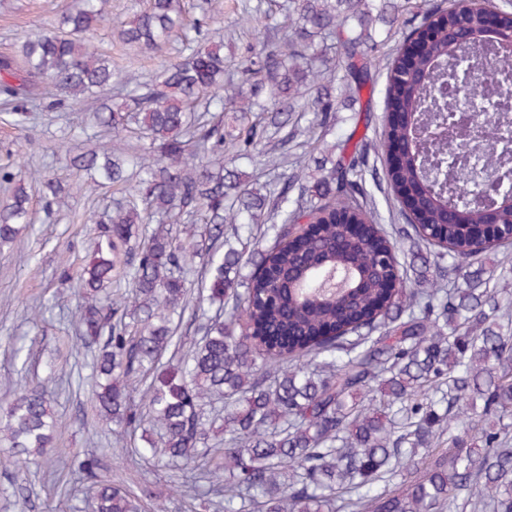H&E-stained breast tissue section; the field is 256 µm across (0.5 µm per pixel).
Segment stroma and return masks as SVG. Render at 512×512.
<instances>
[{
	"label": "stroma",
	"mask_w": 512,
	"mask_h": 512,
	"mask_svg": "<svg viewBox=\"0 0 512 512\" xmlns=\"http://www.w3.org/2000/svg\"><path fill=\"white\" fill-rule=\"evenodd\" d=\"M68 3L0 0V56H18L22 37L49 27ZM242 4L224 0L222 19L210 25L211 35L223 40L224 58L231 65L244 58L255 36L270 33L262 23L254 29L239 23ZM144 6L145 0H110L112 21L97 27L90 40L113 68L148 83L164 60L178 56L182 45L174 42L154 54L120 41L117 23ZM380 122V112H373L366 188L386 227L398 223L399 217L374 148ZM135 144L129 136L116 139L96 126L86 102L34 113L23 132L0 119V167L10 166L16 181L24 184L37 171L65 175L69 155ZM114 199L112 191L88 182L71 188L67 207L57 209L47 206L41 190H33V223L14 244L0 249V400L11 398L20 383L48 380L58 430L42 464L23 474L7 465L8 451L0 447V512H85L87 487L77 481L73 460L99 448L113 451L102 461V476L130 486L145 477L154 482L158 497L148 502V512H204L181 472L154 467L137 455V436L99 421L88 388L81 383L91 372L92 352L76 345L75 298L60 271L63 262L81 266L89 261L96 224L111 215ZM19 347L26 349L27 362L16 359Z\"/></svg>",
	"instance_id": "35a3bbf8"
}]
</instances>
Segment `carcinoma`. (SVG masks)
Listing matches in <instances>:
<instances>
[{
  "label": "carcinoma",
  "mask_w": 512,
  "mask_h": 512,
  "mask_svg": "<svg viewBox=\"0 0 512 512\" xmlns=\"http://www.w3.org/2000/svg\"><path fill=\"white\" fill-rule=\"evenodd\" d=\"M108 0H79L55 25L21 42L24 68L0 58V107L24 131L29 113L112 93L95 110L103 127L136 124L141 150L113 158L97 152L71 159L66 177L97 174L104 188L126 187L108 223L98 225L93 258L62 276L75 284L77 340L96 346L92 402L100 418L142 430V453L185 474L193 487L222 485L214 512H512V301L486 288L483 263L512 246V207L486 221L494 189L455 182L431 185L429 169L448 159L443 140L423 139L395 151L418 130L443 126V101L458 87L445 71L458 65L448 30L467 23L487 74L512 76V55L488 40L483 0H448L416 20H399L391 0H288L279 41L249 46L236 78L224 80V43L188 36L182 0H148L120 23L123 41L158 53L175 36L184 54L141 84L112 71L86 39L110 21ZM410 27L384 54L385 115L379 147L387 184L408 221L388 234L365 188L366 138L317 178L303 181L306 157L333 154L326 131L340 100L332 73L354 99L375 55L392 38L373 24ZM240 115L235 135L224 113ZM298 112L313 117L297 137ZM285 133L279 185L240 205L228 191L242 174L224 155H262L268 133ZM47 204L67 206L62 180L41 175ZM298 189V196L288 193ZM483 203L455 215V197ZM30 194L19 185L0 207V245L31 221ZM204 218L202 233L190 221ZM265 219L267 244L249 258L224 248L253 238ZM143 244L130 265L126 295H100L112 283L120 249ZM203 237L198 243L196 236ZM408 247L413 284L400 272L396 247ZM202 259L206 296L191 303L180 270ZM327 260L360 274V285L336 300L307 298L289 282ZM476 266L471 271L469 267ZM469 278L450 287L449 275ZM215 314H210L211 308ZM192 310L200 337L183 354L171 318ZM170 358H165L166 353ZM151 377L135 401L138 385ZM0 439L13 449L17 472L38 463L55 440V420L42 384L20 387L0 407ZM100 453L75 457L92 489L88 512H141L155 498L150 482L135 489L99 473Z\"/></svg>",
  "instance_id": "cac0c4a2"
}]
</instances>
